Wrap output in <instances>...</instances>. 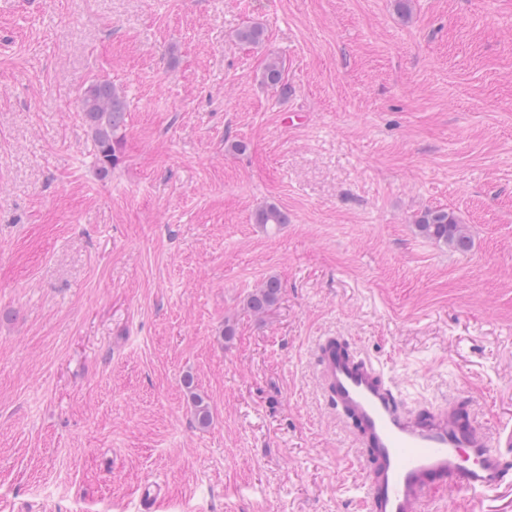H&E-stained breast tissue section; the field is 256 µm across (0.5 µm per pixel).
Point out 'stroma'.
Returning <instances> with one entry per match:
<instances>
[{"mask_svg":"<svg viewBox=\"0 0 512 512\" xmlns=\"http://www.w3.org/2000/svg\"><path fill=\"white\" fill-rule=\"evenodd\" d=\"M434 207L468 252L417 234ZM322 336L408 410L512 422V0H0V512H142L151 481L152 512H362ZM285 69L278 58H270L264 65L260 82L261 84L276 89L282 94L288 93V83L285 80ZM80 110L92 138L98 171L106 177L119 161L127 101L111 81L96 80L81 92ZM254 221L255 224H261L263 227L274 225L278 228L283 224H287L288 214L274 204H266L255 212ZM281 284L275 278H270L247 298V308L261 314L272 307L280 294Z\"/></svg>","mask_w":512,"mask_h":512,"instance_id":"obj_1","label":"stroma"}]
</instances>
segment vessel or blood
<instances>
[{"instance_id": "obj_1", "label": "vessel or blood", "mask_w": 512, "mask_h": 512, "mask_svg": "<svg viewBox=\"0 0 512 512\" xmlns=\"http://www.w3.org/2000/svg\"><path fill=\"white\" fill-rule=\"evenodd\" d=\"M317 366L338 417L358 437L365 512H434L453 489L481 495L512 486V463L455 403L407 411L374 362L333 336L319 341Z\"/></svg>"}]
</instances>
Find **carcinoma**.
Returning <instances> with one entry per match:
<instances>
[{"instance_id":"obj_1","label":"carcinoma","mask_w":512,"mask_h":512,"mask_svg":"<svg viewBox=\"0 0 512 512\" xmlns=\"http://www.w3.org/2000/svg\"><path fill=\"white\" fill-rule=\"evenodd\" d=\"M264 28L248 25L238 29L234 39L245 44H259L264 40ZM261 84L288 93L285 69L279 59L272 57L264 65ZM82 120L90 134L94 146L98 171L108 176L119 161V153L124 140V128L128 104L119 89L107 80H96L80 94ZM254 221L264 227H280L288 223V214L274 204L259 208L254 214ZM418 234L438 244L449 246L459 252H467L471 247L468 227L448 210L428 208L416 217L414 222ZM281 284L270 278L247 298V308L261 314L272 307L280 294ZM194 420L197 426L206 428L212 420V411L199 395L192 396Z\"/></svg>"}]
</instances>
